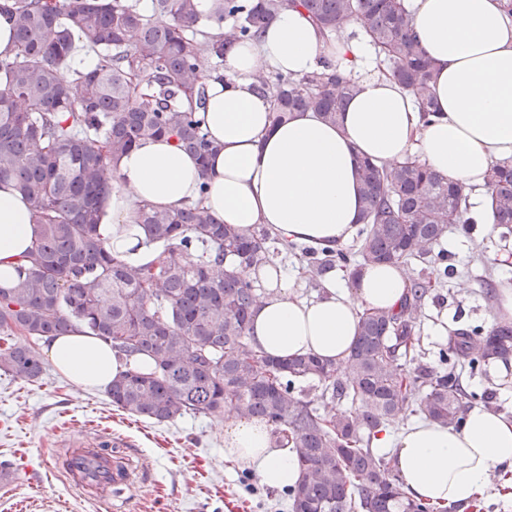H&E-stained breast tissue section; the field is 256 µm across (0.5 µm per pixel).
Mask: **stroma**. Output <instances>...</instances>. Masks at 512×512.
I'll return each mask as SVG.
<instances>
[{
    "mask_svg": "<svg viewBox=\"0 0 512 512\" xmlns=\"http://www.w3.org/2000/svg\"><path fill=\"white\" fill-rule=\"evenodd\" d=\"M466 249L449 253L448 276L428 300L418 323L421 364L436 365L435 324L449 329L489 327L498 256L512 255V232L482 224H454ZM99 434L124 443L136 468L145 469L128 512H288L282 490L224 456V422L204 416L155 423L112 406L102 390L79 388L52 366L25 381L0 371V460L14 469L0 482V512H103L101 506L51 474L52 453L69 439Z\"/></svg>",
    "mask_w": 512,
    "mask_h": 512,
    "instance_id": "obj_1",
    "label": "stroma"
}]
</instances>
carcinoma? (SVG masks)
Listing matches in <instances>:
<instances>
[{"mask_svg": "<svg viewBox=\"0 0 512 512\" xmlns=\"http://www.w3.org/2000/svg\"><path fill=\"white\" fill-rule=\"evenodd\" d=\"M406 0H213L206 17L224 28L213 36L194 0H11L17 51L0 56V182L10 180L32 201L39 231L17 283L0 288V370L38 379L37 342L85 327L129 361L112 379V406L158 423L186 414L213 419L233 411L272 426L301 478L285 490L290 512H437L402 490L372 436L396 416L420 413L455 426L478 395L457 368H480L512 353V326L457 329L440 349V369L409 365L419 356L416 325L448 255L432 247L450 224H470L468 194L414 161L359 166L363 210L354 252L290 243L264 227L245 234L216 224L201 206L160 211L144 206L140 224L155 256L136 263L112 254L97 227L116 178L117 159L144 140L167 135L206 159L213 145L202 128L207 87L200 73L224 61L266 21L299 7L329 37L352 20L426 120L436 112L434 66L411 34ZM98 56L94 68L70 66L76 43ZM302 78L268 74L275 123L296 112L336 122L356 90L329 61ZM490 222L512 229V164L496 165L487 184ZM298 251L304 273L338 266L356 276L366 264L433 266L435 279H415L397 311L367 310L341 363L313 356L276 358L248 340L254 282L224 267H277ZM311 381L321 397L350 403L328 411L295 394Z\"/></svg>", "mask_w": 512, "mask_h": 512, "instance_id": "obj_1", "label": "carcinoma"}]
</instances>
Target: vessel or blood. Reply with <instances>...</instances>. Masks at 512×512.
Masks as SVG:
<instances>
[{"label":"vessel or blood","mask_w":512,"mask_h":512,"mask_svg":"<svg viewBox=\"0 0 512 512\" xmlns=\"http://www.w3.org/2000/svg\"><path fill=\"white\" fill-rule=\"evenodd\" d=\"M108 439L71 442L52 455L54 469L84 495L116 512L136 485V472L130 462L112 450Z\"/></svg>","instance_id":"1"}]
</instances>
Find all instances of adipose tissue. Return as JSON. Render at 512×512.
<instances>
[{
  "mask_svg": "<svg viewBox=\"0 0 512 512\" xmlns=\"http://www.w3.org/2000/svg\"><path fill=\"white\" fill-rule=\"evenodd\" d=\"M408 2L413 30L435 64L437 112L430 121L379 72L365 39L326 38L305 12L282 10L257 39L225 55L220 73L206 76L204 118L216 152L202 164L160 137L123 154L100 237L113 252L148 261L140 207L198 203L218 223L244 232L262 225L298 244L340 247L360 222L357 170L364 158L423 164L471 192L474 214H484L492 167L512 160V19L502 0ZM326 59L357 76V92L338 121L300 112L273 123V99L259 90V74L302 77ZM37 231L31 202L12 182L0 183L1 288L16 283L20 258ZM245 276L260 288L249 341L282 358L344 359L360 312L399 307L409 286L406 271L388 264L363 266L353 281L332 269L321 294L307 301L294 295L285 270L263 279L249 269ZM46 351L51 366L83 388H108L125 368L107 343L80 331L56 337ZM373 445L390 450L412 499L466 505L492 478L512 472V416L475 403L459 427L419 419L398 434L377 435ZM224 455L272 488L294 484L300 475L297 460L273 446L268 424L233 413L224 420Z\"/></svg>",
  "mask_w": 512,
  "mask_h": 512,
  "instance_id": "1",
  "label": "adipose tissue"
}]
</instances>
